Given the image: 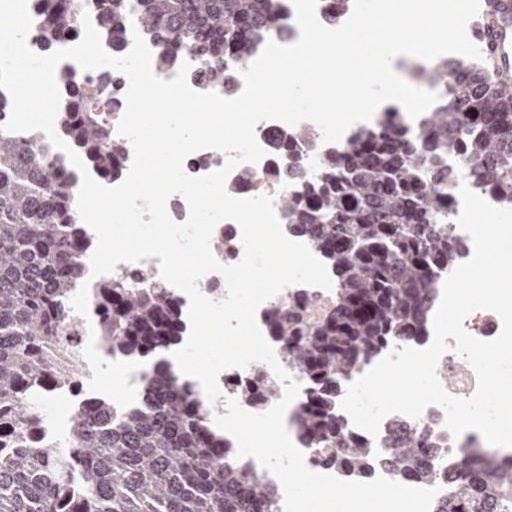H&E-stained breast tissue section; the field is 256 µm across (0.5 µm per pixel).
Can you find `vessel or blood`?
<instances>
[{
  "mask_svg": "<svg viewBox=\"0 0 512 512\" xmlns=\"http://www.w3.org/2000/svg\"><path fill=\"white\" fill-rule=\"evenodd\" d=\"M478 40L487 66L497 82L512 87V0H491L479 25Z\"/></svg>",
  "mask_w": 512,
  "mask_h": 512,
  "instance_id": "b4317fda",
  "label": "vessel or blood"
}]
</instances>
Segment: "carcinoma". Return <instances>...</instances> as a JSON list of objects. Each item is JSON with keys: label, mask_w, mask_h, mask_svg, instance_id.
Masks as SVG:
<instances>
[{"label": "carcinoma", "mask_w": 512, "mask_h": 512, "mask_svg": "<svg viewBox=\"0 0 512 512\" xmlns=\"http://www.w3.org/2000/svg\"><path fill=\"white\" fill-rule=\"evenodd\" d=\"M33 3L44 51L81 37L74 17L82 0ZM279 10V0H106L98 30L117 51L134 12L158 45L159 72L193 53L206 61L198 74L204 88L227 92L232 71L251 61L263 39L287 36ZM426 79L448 93L424 115L418 139L389 115L343 151L324 153L305 176L299 148L315 133L274 138L283 165L272 174L293 184L282 203L284 230L319 255L336 288L317 320L307 317L306 297L275 304L268 332L310 385L299 440L320 464L346 480L367 479L380 465L408 483L446 482L448 498L435 512H512V456L459 448L445 470L447 439L422 425L398 431L378 458L337 410L344 382L382 352L427 337L439 274L458 266L462 250L448 224L455 206L445 189L448 157L460 159L473 188L512 205V88L497 85L482 62L455 57ZM112 80L110 71L90 81L67 68L57 74L59 135L101 178L119 174L126 154L97 117ZM73 183L69 165L36 139L0 133V512H277L278 486L236 458L195 385L176 380L164 359L183 335L181 304L165 289L127 271L94 291L105 353L152 359L133 405L84 395L81 382L57 366L51 350L79 344L70 299L96 245L77 218ZM62 391L80 401L57 438L42 404ZM279 391L278 382L256 378L237 394L264 411Z\"/></svg>", "instance_id": "1"}]
</instances>
